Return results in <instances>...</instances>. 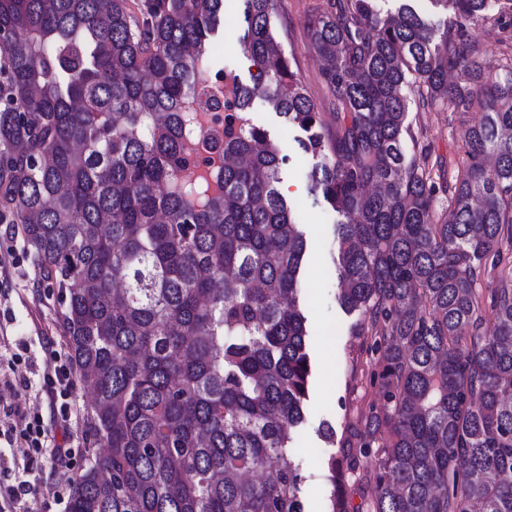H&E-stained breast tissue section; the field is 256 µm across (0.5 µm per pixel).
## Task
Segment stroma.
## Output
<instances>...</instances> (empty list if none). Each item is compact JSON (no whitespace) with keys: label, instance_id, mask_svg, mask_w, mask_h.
Segmentation results:
<instances>
[{"label":"stroma","instance_id":"35a3bbf8","mask_svg":"<svg viewBox=\"0 0 512 512\" xmlns=\"http://www.w3.org/2000/svg\"><path fill=\"white\" fill-rule=\"evenodd\" d=\"M324 2L274 0V13L278 39L286 54L293 56L294 69L317 110L328 117L336 110L334 98L320 78L321 66L310 49L305 27L308 15L322 8ZM243 30V0H224L223 29L213 43L214 66L248 84L256 69L241 48ZM251 116L290 156L282 174L281 190L294 203V219L308 244L300 307L307 319L313 378L306 419L294 452L304 476L300 496L306 512H326V462L330 455L341 453V439L359 419L361 408L374 402L376 388L369 379L351 376L346 346L357 317L347 313L338 301V216L308 191L309 174L316 159L300 148L299 130L278 117L263 99H254ZM478 118L475 111L463 118L433 109L414 108L408 114L412 134L426 147L432 160L445 166L464 159L463 128ZM0 258L6 261L0 269V408L19 406L39 413L54 437H66L72 448L83 450V421L91 394L81 380L73 382L76 414L65 431L39 385L22 389L7 387L3 382L4 375L11 372L14 354L27 353L41 366L50 361L53 353L65 352L66 346L57 325L58 299L43 288L18 225L0 223ZM325 422L335 427L337 445H329L321 437L319 428ZM26 454L19 445L0 450V483L11 485L27 480L36 487L23 499L20 512H67L69 486L63 466L47 453L32 463Z\"/></svg>","mask_w":512,"mask_h":512}]
</instances>
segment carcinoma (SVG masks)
Returning <instances> with one entry per match:
<instances>
[{"instance_id":"1","label":"carcinoma","mask_w":512,"mask_h":512,"mask_svg":"<svg viewBox=\"0 0 512 512\" xmlns=\"http://www.w3.org/2000/svg\"><path fill=\"white\" fill-rule=\"evenodd\" d=\"M397 2L307 18L331 130L273 0H243L257 73L231 78L219 134L198 115L219 101H186L224 0H0V217L61 293L92 393L69 512H306L307 244L256 97L318 158L309 190L340 217L339 299L381 396L327 461V512H512V53L490 66L470 33L492 21L509 43L512 0H429L442 26ZM413 104L481 111L448 181L407 150ZM365 460L372 494L354 508L343 488Z\"/></svg>"}]
</instances>
